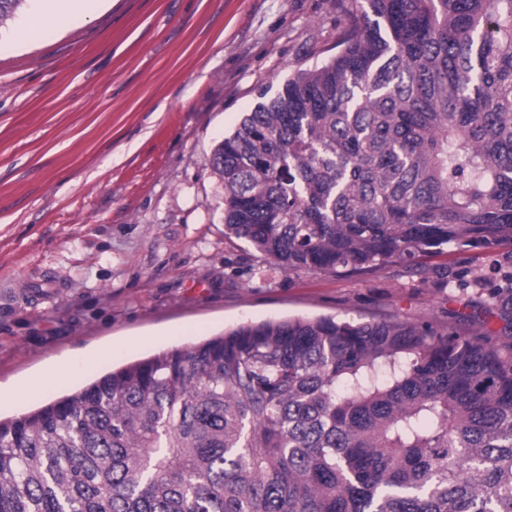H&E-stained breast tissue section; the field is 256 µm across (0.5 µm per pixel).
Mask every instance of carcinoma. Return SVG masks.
Segmentation results:
<instances>
[{
  "instance_id": "obj_1",
  "label": "carcinoma",
  "mask_w": 512,
  "mask_h": 512,
  "mask_svg": "<svg viewBox=\"0 0 512 512\" xmlns=\"http://www.w3.org/2000/svg\"><path fill=\"white\" fill-rule=\"evenodd\" d=\"M336 11L213 151L225 235L336 273L512 242V0ZM473 307L512 318V272ZM0 512H512V344L244 323L0 418Z\"/></svg>"
}]
</instances>
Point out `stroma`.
Returning a JSON list of instances; mask_svg holds the SVG:
<instances>
[{
	"instance_id": "obj_1",
	"label": "stroma",
	"mask_w": 512,
	"mask_h": 512,
	"mask_svg": "<svg viewBox=\"0 0 512 512\" xmlns=\"http://www.w3.org/2000/svg\"><path fill=\"white\" fill-rule=\"evenodd\" d=\"M41 10L21 0L0 22V416L269 319L399 316L512 342L463 289L512 244L285 272L226 237L212 151L261 87L323 61L336 0H93L15 40Z\"/></svg>"
}]
</instances>
